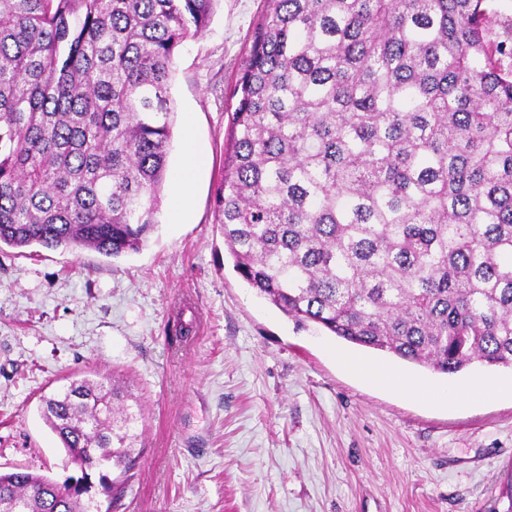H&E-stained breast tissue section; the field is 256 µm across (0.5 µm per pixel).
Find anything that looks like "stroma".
<instances>
[{"label": "stroma", "instance_id": "35a3bbf8", "mask_svg": "<svg viewBox=\"0 0 512 512\" xmlns=\"http://www.w3.org/2000/svg\"><path fill=\"white\" fill-rule=\"evenodd\" d=\"M266 0H217L178 48L168 169L185 126L205 152L185 223L140 252L0 248V471L63 480L40 413L65 378L95 371L144 409L143 450L115 512H493L512 465V397L446 405L371 383L337 353L433 387L447 377L296 327L232 268L215 203L231 90Z\"/></svg>", "mask_w": 512, "mask_h": 512}]
</instances>
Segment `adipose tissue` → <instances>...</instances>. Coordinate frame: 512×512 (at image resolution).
Wrapping results in <instances>:
<instances>
[{
    "instance_id": "1",
    "label": "adipose tissue",
    "mask_w": 512,
    "mask_h": 512,
    "mask_svg": "<svg viewBox=\"0 0 512 512\" xmlns=\"http://www.w3.org/2000/svg\"><path fill=\"white\" fill-rule=\"evenodd\" d=\"M202 168V152L194 138H187L183 161L172 179L173 214H181L186 209L192 186ZM356 368L363 375L381 381L399 392L441 403L465 402L476 396L508 395L512 397V376L502 378L479 376L465 385L450 384L434 389L427 384L411 380L404 374L381 371L365 362L357 363Z\"/></svg>"
}]
</instances>
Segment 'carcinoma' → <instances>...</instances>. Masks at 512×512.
<instances>
[{"label": "carcinoma", "mask_w": 512, "mask_h": 512, "mask_svg": "<svg viewBox=\"0 0 512 512\" xmlns=\"http://www.w3.org/2000/svg\"><path fill=\"white\" fill-rule=\"evenodd\" d=\"M215 0H0V246L136 253L155 228L175 51ZM488 0H267L216 195L234 271L296 323L445 375L512 368V71ZM76 472H0V512H92L140 411L69 382ZM494 512H512V467Z\"/></svg>", "instance_id": "obj_1"}]
</instances>
